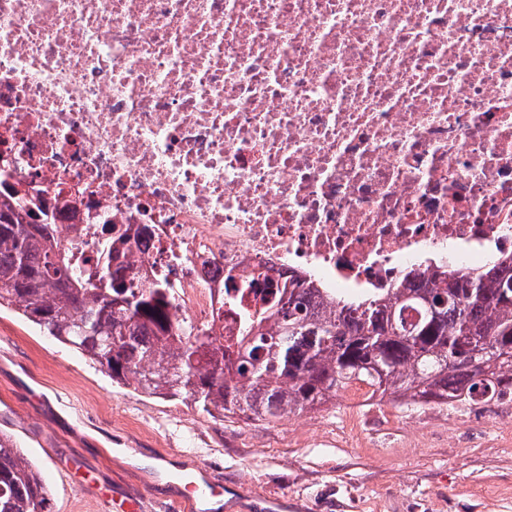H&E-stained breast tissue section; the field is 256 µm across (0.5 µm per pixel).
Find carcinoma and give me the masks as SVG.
Here are the masks:
<instances>
[{
    "label": "carcinoma",
    "instance_id": "1",
    "mask_svg": "<svg viewBox=\"0 0 512 512\" xmlns=\"http://www.w3.org/2000/svg\"><path fill=\"white\" fill-rule=\"evenodd\" d=\"M0 307L88 358L112 382L147 395L190 398L211 416L280 419L315 410L354 381L373 395L469 404L512 394V254L450 271L431 288L409 275L360 300L303 294L251 311L233 277L245 336L224 345L171 312L167 283L143 287L123 261L127 233L101 260L60 247L53 212L3 190ZM414 309L409 322L404 311ZM0 512H51L39 470L0 433Z\"/></svg>",
    "mask_w": 512,
    "mask_h": 512
}]
</instances>
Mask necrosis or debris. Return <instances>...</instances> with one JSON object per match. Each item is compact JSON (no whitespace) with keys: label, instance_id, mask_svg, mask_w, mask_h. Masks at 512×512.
<instances>
[{"label":"necrosis or debris","instance_id":"necrosis-or-debris-1","mask_svg":"<svg viewBox=\"0 0 512 512\" xmlns=\"http://www.w3.org/2000/svg\"><path fill=\"white\" fill-rule=\"evenodd\" d=\"M0 178L228 336L512 254V0H0Z\"/></svg>","mask_w":512,"mask_h":512}]
</instances>
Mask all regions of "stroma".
<instances>
[{"instance_id":"35a3bbf8","label":"stroma","mask_w":512,"mask_h":512,"mask_svg":"<svg viewBox=\"0 0 512 512\" xmlns=\"http://www.w3.org/2000/svg\"><path fill=\"white\" fill-rule=\"evenodd\" d=\"M298 418L286 431L136 392L0 307V431L40 470L52 512H171L199 468L228 489L213 512L267 499L285 512H512V395L460 420L340 398Z\"/></svg>"}]
</instances>
